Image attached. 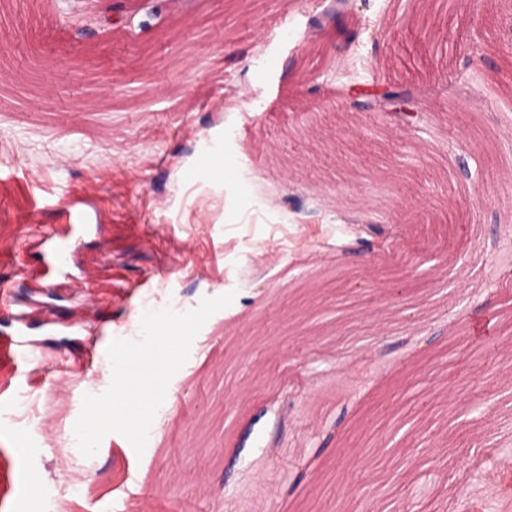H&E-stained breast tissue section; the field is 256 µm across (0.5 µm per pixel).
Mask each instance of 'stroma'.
Here are the masks:
<instances>
[{"label": "stroma", "mask_w": 512, "mask_h": 512, "mask_svg": "<svg viewBox=\"0 0 512 512\" xmlns=\"http://www.w3.org/2000/svg\"><path fill=\"white\" fill-rule=\"evenodd\" d=\"M158 2L0 0V339L48 357L0 358V512H512V0H367L346 58L308 38L330 0ZM390 83L418 118L367 109ZM230 292L143 455L83 456L110 342ZM76 224H61V230L48 234L43 244L45 250L43 260L50 272L62 276L71 275L70 262L74 259L72 242L69 241V231Z\"/></svg>", "instance_id": "35a3bbf8"}]
</instances>
